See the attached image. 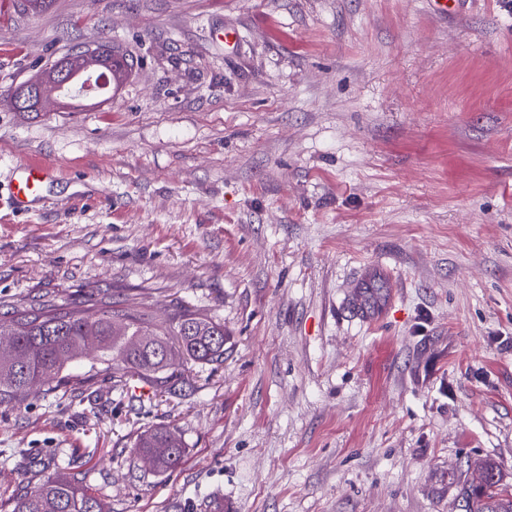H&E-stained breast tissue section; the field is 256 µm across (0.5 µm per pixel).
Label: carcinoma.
I'll return each instance as SVG.
<instances>
[{
    "instance_id": "carcinoma-1",
    "label": "carcinoma",
    "mask_w": 512,
    "mask_h": 512,
    "mask_svg": "<svg viewBox=\"0 0 512 512\" xmlns=\"http://www.w3.org/2000/svg\"><path fill=\"white\" fill-rule=\"evenodd\" d=\"M126 54L112 59V84L128 75ZM386 296V283L375 279L361 288L356 301L360 309H376ZM176 336L179 347L169 345ZM12 341L15 352L0 355V406L11 404L25 387L37 382L49 392L65 380L94 379L102 374L117 382L130 373L152 378L154 384L174 392L182 381L175 374L184 360L205 365L224 363V325L209 317L184 310L178 312L169 331L150 329L143 314L124 313L122 318L104 303L91 313L83 301L57 304L44 300L23 311L0 314V340ZM99 352L97 363H83L89 345ZM134 447L154 459L153 469L169 471L183 457L181 436L165 426L144 430ZM459 495L465 512H512V493L500 488L497 466L483 463L466 478ZM12 512H107L102 499L83 485L62 476L44 480L27 489L14 502Z\"/></svg>"
}]
</instances>
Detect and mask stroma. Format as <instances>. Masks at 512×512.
<instances>
[{"instance_id":"35a3bbf8","label":"stroma","mask_w":512,"mask_h":512,"mask_svg":"<svg viewBox=\"0 0 512 512\" xmlns=\"http://www.w3.org/2000/svg\"><path fill=\"white\" fill-rule=\"evenodd\" d=\"M104 40L111 101L11 108ZM90 292L220 321L224 363L0 406V512L53 475L111 512H460L476 460L512 489V0H0V312ZM159 425L167 472L133 446ZM40 78L35 77L19 88H15L11 93L13 105L20 110L30 111L33 109L43 112L50 104L45 103L40 95ZM24 175L16 182V202L32 201L47 178V169L41 163L29 162L23 167ZM386 283L381 279H375L363 288H360L356 295L358 308L360 309H376L386 296ZM134 448H138L143 456L153 457L154 470L169 471L180 464L185 444L175 430L160 426L146 429L138 435L134 442ZM159 448L164 449L158 451Z\"/></svg>"}]
</instances>
